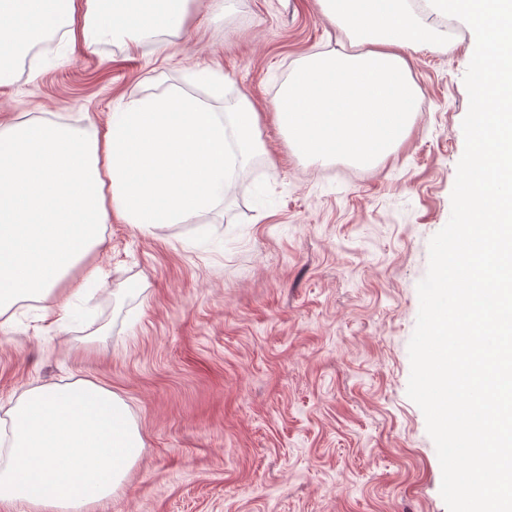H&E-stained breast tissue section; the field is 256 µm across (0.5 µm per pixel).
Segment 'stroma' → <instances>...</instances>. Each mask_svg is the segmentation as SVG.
Wrapping results in <instances>:
<instances>
[{
	"label": "stroma",
	"instance_id": "35a3bbf8",
	"mask_svg": "<svg viewBox=\"0 0 512 512\" xmlns=\"http://www.w3.org/2000/svg\"><path fill=\"white\" fill-rule=\"evenodd\" d=\"M475 36L452 18L405 54L419 108L363 165L295 154L279 97L312 53L350 51L319 0H193L182 31L129 49L56 45L0 82V117L104 126L113 106L221 69L261 115L260 148L223 205L145 235L109 224L83 317L26 301L0 329V407L32 385L95 381L127 403L139 462L100 512H448L408 397L430 238L451 213ZM267 205H259L255 187Z\"/></svg>",
	"mask_w": 512,
	"mask_h": 512
}]
</instances>
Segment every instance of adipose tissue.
<instances>
[{
    "mask_svg": "<svg viewBox=\"0 0 512 512\" xmlns=\"http://www.w3.org/2000/svg\"><path fill=\"white\" fill-rule=\"evenodd\" d=\"M191 0H0V73L83 8L84 41L139 46L184 27ZM355 50L314 53L291 75L276 118L295 152L370 163L401 145L417 91L404 53L437 30L406 0H324ZM207 99L170 89L113 107L105 128L0 119V318L50 297L112 219L150 233L224 201L259 148L260 115L225 104L223 74L198 69ZM224 103L216 111L214 102ZM144 443L124 401L91 380L24 391L0 418V505L97 512Z\"/></svg>",
    "mask_w": 512,
    "mask_h": 512,
    "instance_id": "1",
    "label": "adipose tissue"
}]
</instances>
